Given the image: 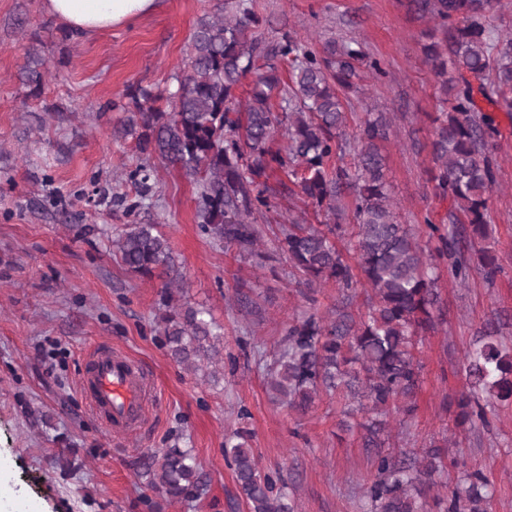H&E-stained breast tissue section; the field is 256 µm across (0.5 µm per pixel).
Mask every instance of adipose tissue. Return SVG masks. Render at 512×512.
<instances>
[{
	"mask_svg": "<svg viewBox=\"0 0 512 512\" xmlns=\"http://www.w3.org/2000/svg\"><path fill=\"white\" fill-rule=\"evenodd\" d=\"M47 13L78 34H92L152 13L158 0H44Z\"/></svg>",
	"mask_w": 512,
	"mask_h": 512,
	"instance_id": "adipose-tissue-1",
	"label": "adipose tissue"
}]
</instances>
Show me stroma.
I'll list each match as a JSON object with an SVG mask.
<instances>
[{"label":"stroma","mask_w":512,"mask_h":512,"mask_svg":"<svg viewBox=\"0 0 512 512\" xmlns=\"http://www.w3.org/2000/svg\"><path fill=\"white\" fill-rule=\"evenodd\" d=\"M218 0H159L131 23L77 36L50 17L44 0H0V512H152L159 501L133 466L156 448L192 449L207 481L196 500L162 512H248L224 456L238 427L252 432L260 467L296 498L297 512H368L374 449L364 447L365 412L320 393L297 414L274 402L267 367L289 323L336 303L334 283L317 305L301 294L287 259L261 265L203 234L196 187L152 160V197L135 218L112 201L132 193L138 162L124 135L130 93L175 90L197 21ZM264 36L288 31L314 48L358 41L380 60L352 96L350 125L370 112L396 119L379 144L400 223L446 222L450 204L429 180L433 118L444 112L439 81L422 46L433 20L412 0H257ZM41 62L43 85L26 82ZM497 181L489 204L494 280L441 276L443 322L420 336L421 387L412 415L390 414L384 450L396 457L439 447L445 458L481 470L495 487L490 512H512V404L495 403L488 424L455 423L465 385V354L487 323L512 345V119L499 114ZM154 224L170 240L186 300L208 308L224 338V377L211 384L178 367L154 330L163 280L130 274L112 250L129 221ZM96 346L140 364L152 398L138 427L111 432L92 415L79 380ZM72 450L76 468L53 466Z\"/></svg>","instance_id":"1"}]
</instances>
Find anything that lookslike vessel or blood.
<instances>
[{
    "label": "vessel or blood",
    "mask_w": 512,
    "mask_h": 512,
    "mask_svg": "<svg viewBox=\"0 0 512 512\" xmlns=\"http://www.w3.org/2000/svg\"><path fill=\"white\" fill-rule=\"evenodd\" d=\"M90 409L109 429L127 431L141 421L147 402L149 377L127 358L100 347L89 357L81 379Z\"/></svg>",
    "instance_id": "vessel-or-blood-1"
}]
</instances>
